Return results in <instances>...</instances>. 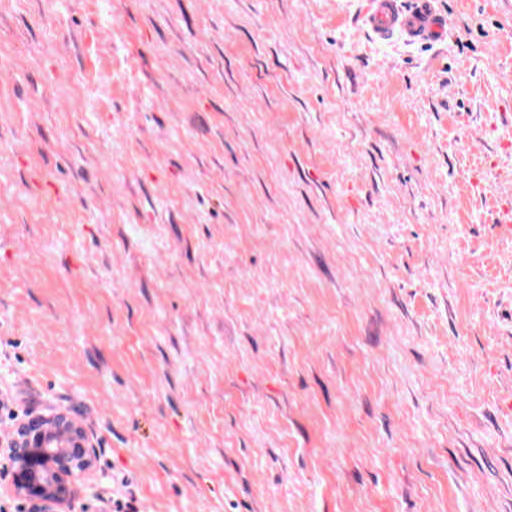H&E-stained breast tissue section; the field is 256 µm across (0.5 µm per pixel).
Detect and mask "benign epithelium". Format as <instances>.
<instances>
[{"instance_id":"obj_1","label":"benign epithelium","mask_w":512,"mask_h":512,"mask_svg":"<svg viewBox=\"0 0 512 512\" xmlns=\"http://www.w3.org/2000/svg\"><path fill=\"white\" fill-rule=\"evenodd\" d=\"M0 460L25 512H71L79 487L95 472L96 455L83 424L53 408L27 416L0 438Z\"/></svg>"}]
</instances>
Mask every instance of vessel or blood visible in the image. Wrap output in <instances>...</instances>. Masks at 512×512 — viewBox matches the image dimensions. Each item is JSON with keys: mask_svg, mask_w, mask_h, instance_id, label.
Returning a JSON list of instances; mask_svg holds the SVG:
<instances>
[{"mask_svg": "<svg viewBox=\"0 0 512 512\" xmlns=\"http://www.w3.org/2000/svg\"><path fill=\"white\" fill-rule=\"evenodd\" d=\"M363 23L381 41L398 33L410 42L433 44L443 41L448 32V18L434 0H413L408 6L400 0H370Z\"/></svg>", "mask_w": 512, "mask_h": 512, "instance_id": "1", "label": "vessel or blood"}]
</instances>
